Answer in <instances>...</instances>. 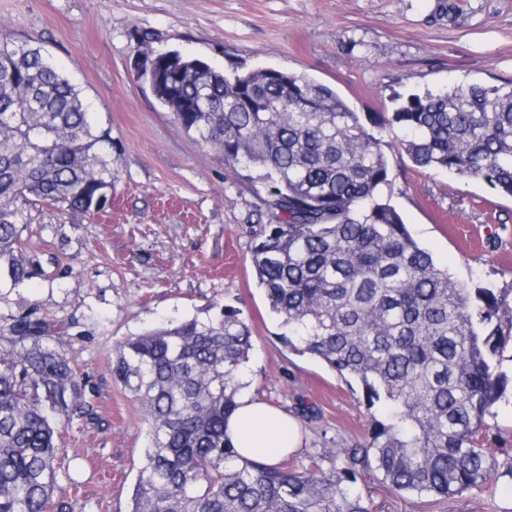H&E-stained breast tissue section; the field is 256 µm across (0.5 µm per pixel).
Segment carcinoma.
I'll return each instance as SVG.
<instances>
[{
  "mask_svg": "<svg viewBox=\"0 0 512 512\" xmlns=\"http://www.w3.org/2000/svg\"><path fill=\"white\" fill-rule=\"evenodd\" d=\"M159 58L157 100L232 172L257 170L277 223L254 234L259 287L288 349L361 386L365 443L329 448L299 472L242 457L224 425L253 347L232 309L116 344L110 369L148 424L128 512H370L366 472L399 494L480 490L498 468L487 417L512 389L500 356L512 307L471 298L390 203L381 133L327 85L275 67L228 72ZM424 169L480 179L512 197V81L411 95L373 123ZM112 137L38 45L0 33V281L31 278L20 225L51 206L92 215L112 192ZM44 322L0 336V512H75L55 425L92 417ZM332 462L324 468V460Z\"/></svg>",
  "mask_w": 512,
  "mask_h": 512,
  "instance_id": "1",
  "label": "carcinoma"
}]
</instances>
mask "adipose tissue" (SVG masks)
Masks as SVG:
<instances>
[{
    "label": "adipose tissue",
    "instance_id": "obj_1",
    "mask_svg": "<svg viewBox=\"0 0 512 512\" xmlns=\"http://www.w3.org/2000/svg\"><path fill=\"white\" fill-rule=\"evenodd\" d=\"M237 451L246 457L277 462L302 444L299 423L257 400L242 399L226 425Z\"/></svg>",
    "mask_w": 512,
    "mask_h": 512
}]
</instances>
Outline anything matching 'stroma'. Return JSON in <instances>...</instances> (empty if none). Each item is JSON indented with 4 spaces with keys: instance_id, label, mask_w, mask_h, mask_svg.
Listing matches in <instances>:
<instances>
[{
    "instance_id": "35a3bbf8",
    "label": "stroma",
    "mask_w": 512,
    "mask_h": 512,
    "mask_svg": "<svg viewBox=\"0 0 512 512\" xmlns=\"http://www.w3.org/2000/svg\"><path fill=\"white\" fill-rule=\"evenodd\" d=\"M0 26L43 45L112 136L117 179L104 211H33L22 237L45 270L0 284V332L22 318L49 324L98 419L56 429L80 465L77 500L128 512L148 446L141 409L109 370L116 342L221 308L253 331L242 395L298 418L299 464L365 442L355 380L288 350L258 287L253 235L271 223L264 184L228 172L177 124L136 70L142 34L213 67L272 66L332 87L362 123L395 98L450 84L512 80V0H0ZM392 203L412 236L466 288L512 287V198L486 182L422 169L386 151ZM312 409L299 416L298 406ZM359 488L371 512H512V479L452 498L397 495L376 479Z\"/></svg>"
}]
</instances>
